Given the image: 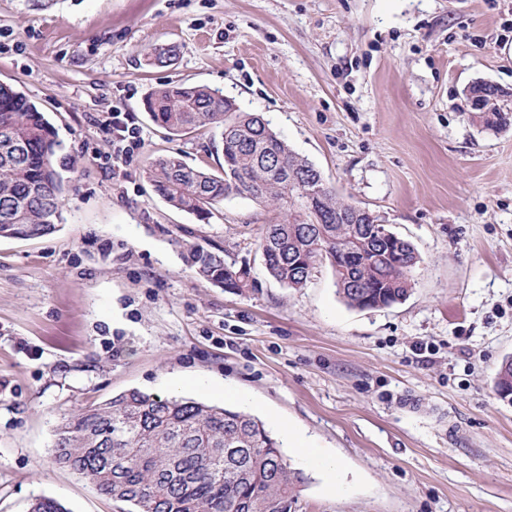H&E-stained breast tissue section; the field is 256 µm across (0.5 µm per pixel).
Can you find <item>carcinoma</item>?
I'll list each match as a JSON object with an SVG mask.
<instances>
[{
    "label": "carcinoma",
    "mask_w": 512,
    "mask_h": 512,
    "mask_svg": "<svg viewBox=\"0 0 512 512\" xmlns=\"http://www.w3.org/2000/svg\"><path fill=\"white\" fill-rule=\"evenodd\" d=\"M178 53L176 45L156 46L148 58L163 66ZM144 109L171 133L206 128L219 137L222 172L171 155L155 160L147 178L169 206L200 221L229 197L271 208L274 222L265 225L258 250L272 279L299 290L316 265L327 262L350 308L390 307L409 296V275L420 261L412 243L399 236L381 241L372 225L353 223L351 205L336 198L314 165L262 115L240 111L203 85L159 87L147 95ZM60 150L45 113L1 83L0 238H40L57 230L66 193ZM180 248L198 277L239 293L256 287L249 261L228 263L221 252L191 242ZM51 457L134 512H290L305 483L254 415L136 389L63 418ZM30 512L66 508L42 496Z\"/></svg>",
    "instance_id": "1"
}]
</instances>
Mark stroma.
I'll return each mask as SVG.
<instances>
[{
    "label": "stroma",
    "mask_w": 512,
    "mask_h": 512,
    "mask_svg": "<svg viewBox=\"0 0 512 512\" xmlns=\"http://www.w3.org/2000/svg\"><path fill=\"white\" fill-rule=\"evenodd\" d=\"M161 44L179 55L148 64ZM477 81L512 112V0H0V83L44 110L69 180L57 232L0 238V512L42 495L130 512L51 460L64 417L130 389L299 430L315 457L292 512H512V404L496 391L512 357V126L471 121ZM167 83L262 114L337 198L409 240L408 298L348 308L326 264L281 286L259 265L274 214L248 198L206 221L170 207L154 159L217 172L224 157L208 131L150 119L143 100ZM116 111L141 145L115 164L100 121ZM182 240L250 260L255 289L197 278Z\"/></svg>",
    "instance_id": "obj_1"
}]
</instances>
